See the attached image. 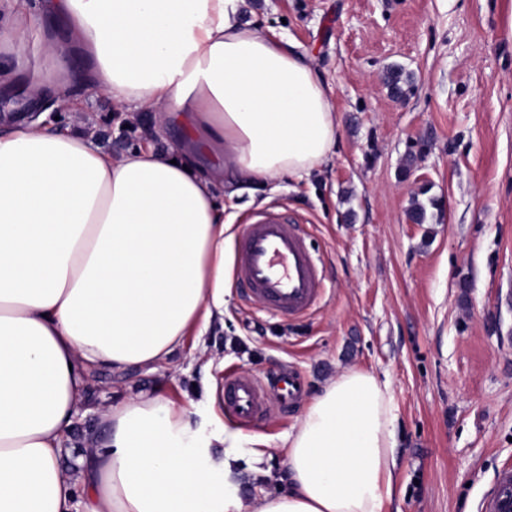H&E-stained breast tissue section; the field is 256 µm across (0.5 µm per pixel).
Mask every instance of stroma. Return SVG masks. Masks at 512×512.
<instances>
[{"instance_id": "35a3bbf8", "label": "stroma", "mask_w": 512, "mask_h": 512, "mask_svg": "<svg viewBox=\"0 0 512 512\" xmlns=\"http://www.w3.org/2000/svg\"><path fill=\"white\" fill-rule=\"evenodd\" d=\"M243 21L286 37L331 89L338 139L309 177L241 184L225 174L223 320L172 367L94 371L86 412L61 463L77 467L100 427L97 406L128 383L189 404L226 373L297 372L300 397L273 405L254 433L272 445L348 368L388 381L398 417L386 512H481L512 463V0H244ZM411 73L405 99L383 76ZM77 110L41 96L44 123L93 133L113 155L172 152L183 133L75 81ZM441 209L431 208V200ZM429 220L408 219L412 202ZM272 208L305 230L325 292L291 321L251 305L233 269L240 227Z\"/></svg>"}]
</instances>
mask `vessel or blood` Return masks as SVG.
<instances>
[{"mask_svg": "<svg viewBox=\"0 0 512 512\" xmlns=\"http://www.w3.org/2000/svg\"><path fill=\"white\" fill-rule=\"evenodd\" d=\"M237 281L257 306L288 319L308 315L324 292L323 279L299 225L267 210L244 224L235 255ZM224 409L252 424L268 404L269 383L246 374L224 380ZM482 512H512V466L502 467Z\"/></svg>", "mask_w": 512, "mask_h": 512, "instance_id": "vessel-or-blood-1", "label": "vessel or blood"}]
</instances>
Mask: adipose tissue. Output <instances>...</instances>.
I'll use <instances>...</instances> for the list:
<instances>
[{"label": "adipose tissue", "instance_id": "adipose-tissue-1", "mask_svg": "<svg viewBox=\"0 0 512 512\" xmlns=\"http://www.w3.org/2000/svg\"><path fill=\"white\" fill-rule=\"evenodd\" d=\"M243 0H0V74L42 60L66 102L80 56L94 89L184 124L177 158L115 157L91 135L22 122L0 131V512H384L397 415L388 382L348 369L283 440L287 492L242 496L238 464L272 475L270 442L128 387L99 410L76 471L65 441L93 366L148 372L224 314V157L236 180L303 176L336 143L331 91L287 42L241 22Z\"/></svg>", "mask_w": 512, "mask_h": 512}]
</instances>
